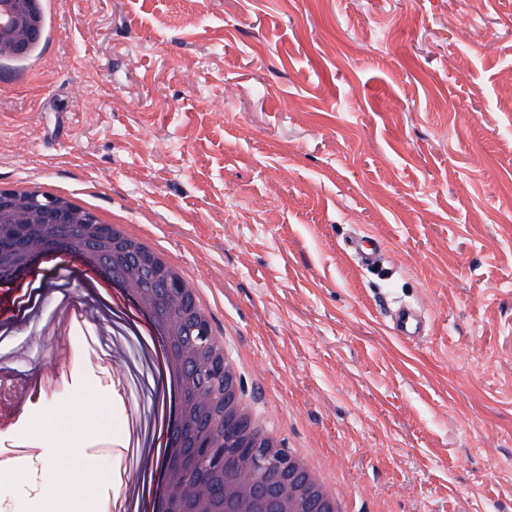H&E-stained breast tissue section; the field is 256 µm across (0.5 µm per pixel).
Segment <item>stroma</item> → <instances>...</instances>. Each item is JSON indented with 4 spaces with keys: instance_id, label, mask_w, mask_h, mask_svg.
Here are the masks:
<instances>
[{
    "instance_id": "stroma-1",
    "label": "stroma",
    "mask_w": 512,
    "mask_h": 512,
    "mask_svg": "<svg viewBox=\"0 0 512 512\" xmlns=\"http://www.w3.org/2000/svg\"><path fill=\"white\" fill-rule=\"evenodd\" d=\"M461 2L48 0L37 57L0 59V184L184 267L247 398L350 512H512V0ZM402 303L428 313L413 343ZM62 348L77 373L38 383ZM1 353L0 499L38 512L30 479L61 493L78 459L108 512L152 401L137 343L29 321ZM351 244L349 249L362 266H373L379 261L382 249L376 239L369 236L355 237ZM391 320L395 335L408 343L422 336L426 328L425 312L420 307L399 306L392 312Z\"/></svg>"
}]
</instances>
